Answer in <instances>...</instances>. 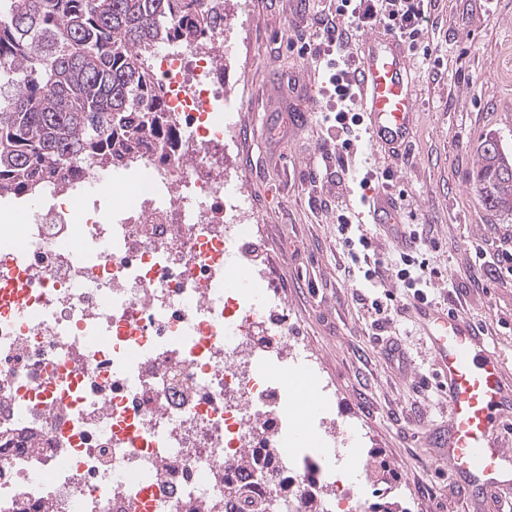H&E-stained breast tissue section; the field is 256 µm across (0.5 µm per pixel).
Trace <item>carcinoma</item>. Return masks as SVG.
Returning <instances> with one entry per match:
<instances>
[{
  "label": "carcinoma",
  "mask_w": 512,
  "mask_h": 512,
  "mask_svg": "<svg viewBox=\"0 0 512 512\" xmlns=\"http://www.w3.org/2000/svg\"><path fill=\"white\" fill-rule=\"evenodd\" d=\"M222 21L218 3L200 13L197 0H0V197L71 164L120 168L148 139L166 157L168 117L146 62ZM473 181L489 210L512 214V153L493 135Z\"/></svg>",
  "instance_id": "1"
}]
</instances>
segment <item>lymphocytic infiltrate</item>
I'll return each instance as SVG.
<instances>
[{
	"label": "lymphocytic infiltrate",
	"instance_id": "1",
	"mask_svg": "<svg viewBox=\"0 0 512 512\" xmlns=\"http://www.w3.org/2000/svg\"><path fill=\"white\" fill-rule=\"evenodd\" d=\"M432 0H329L313 31L297 28L292 33L293 44L301 53L319 59L324 72L321 85L326 101L325 120L341 138L342 150H350L357 127L363 123L361 113L352 109L356 85L352 74L349 45L354 30L382 26L408 47L422 42L432 25L430 5ZM345 272L362 273L369 282H384L392 278L403 290L406 302H427V284L432 277L425 261L413 249L402 250L394 267H387L378 259L367 236L347 240Z\"/></svg>",
	"mask_w": 512,
	"mask_h": 512
}]
</instances>
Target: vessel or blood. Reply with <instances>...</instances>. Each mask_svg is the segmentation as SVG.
<instances>
[{
  "label": "vessel or blood",
  "instance_id": "vessel-or-blood-1",
  "mask_svg": "<svg viewBox=\"0 0 512 512\" xmlns=\"http://www.w3.org/2000/svg\"><path fill=\"white\" fill-rule=\"evenodd\" d=\"M357 103L374 147L400 153L409 135L417 96L412 60L391 34L362 43L357 70ZM374 224L400 221L392 198L378 193L368 202ZM435 356L450 412L435 441L449 476L471 494V504L503 506L512 493V454L502 432L512 421V371L486 342L483 327L457 310L417 303Z\"/></svg>",
  "mask_w": 512,
  "mask_h": 512
}]
</instances>
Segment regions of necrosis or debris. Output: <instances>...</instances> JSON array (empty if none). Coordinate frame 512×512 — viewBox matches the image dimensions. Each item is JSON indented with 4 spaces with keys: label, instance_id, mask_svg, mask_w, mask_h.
<instances>
[{
    "label": "necrosis or debris",
    "instance_id": "4bbe7bcc",
    "mask_svg": "<svg viewBox=\"0 0 512 512\" xmlns=\"http://www.w3.org/2000/svg\"><path fill=\"white\" fill-rule=\"evenodd\" d=\"M233 50L219 27L150 56L174 146L135 150L133 194L64 169L0 230V512H224L229 482L280 512H363L328 461L333 421L285 411L315 387L283 382L287 310L224 177Z\"/></svg>",
    "mask_w": 512,
    "mask_h": 512
}]
</instances>
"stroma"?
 <instances>
[{"label":"stroma","instance_id":"obj_1","mask_svg":"<svg viewBox=\"0 0 512 512\" xmlns=\"http://www.w3.org/2000/svg\"><path fill=\"white\" fill-rule=\"evenodd\" d=\"M326 2L234 0L229 8L225 34L247 32L250 46L224 68V97L244 115L224 173L252 223L264 227L260 249L288 311L289 346L316 361L332 384L328 409L339 455L380 462L391 499L410 512H464L468 500L433 449L448 402L425 330L405 306L386 324H372L370 300L396 285L344 274L336 214L361 224L379 256L394 263L402 249L397 232L367 223L358 202L359 170L387 175L405 229L426 235L419 249L434 271L431 296L445 309L464 306L512 366V281L480 287L473 280L481 254L512 251V215L486 210L472 181L485 135L512 152V79L504 77L512 70V0H436L425 46L411 52L418 99L408 144L395 158L362 138L335 212L308 198L314 181L336 190L322 156L337 145L325 131L315 65L289 38L308 8ZM427 50L437 60L432 72L423 61ZM291 78L305 88L300 100L288 90ZM391 350L398 362L389 361Z\"/></svg>","mask_w":512,"mask_h":512}]
</instances>
